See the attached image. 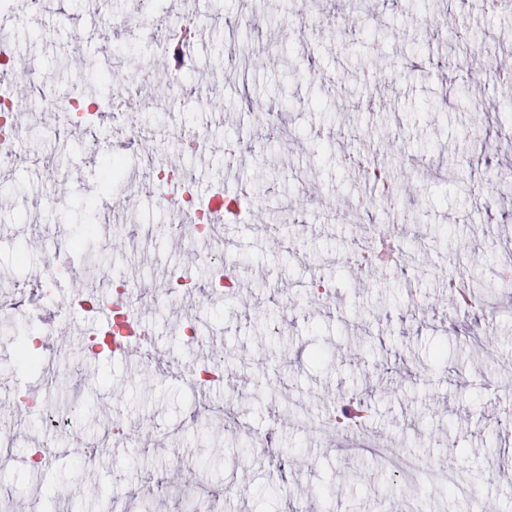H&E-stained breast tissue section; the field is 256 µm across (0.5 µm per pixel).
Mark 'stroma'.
<instances>
[{"instance_id":"1","label":"stroma","mask_w":512,"mask_h":512,"mask_svg":"<svg viewBox=\"0 0 512 512\" xmlns=\"http://www.w3.org/2000/svg\"><path fill=\"white\" fill-rule=\"evenodd\" d=\"M27 3L15 0L14 14L0 15V29L14 33L13 87L36 93L33 61L64 84L83 80L85 57L110 68L116 45L142 60L156 55L157 31L128 36L98 23L104 11L135 15L137 0H54L36 17ZM294 8L295 0H208L192 48L183 120L207 127L209 140L185 165L200 189L241 185L259 206L224 227V248L239 260L233 292L164 299L145 318L174 361L195 364L203 343L222 354L223 386L200 394L72 344L24 378L74 417L56 432L27 421L13 467L0 471L14 512H110L117 495L128 512H141L142 487L162 477L172 486L158 499L162 512H185L174 487L194 474L210 493L249 486L242 512H403L417 499L429 512H456L446 483L398 478L345 436L321 435L324 416L355 398L367 404L364 432L512 512V421L496 397L512 389V288L501 286L498 269L512 245V187L496 181L512 170V84L482 108L470 79L474 65L512 61V13L493 0H362L354 23L333 29L289 27ZM426 21L440 23L437 36L423 33ZM243 42L250 62L231 64ZM259 108L272 125L256 121ZM21 123L24 141L40 142L70 176L55 184L33 160L16 162L13 182L0 185V275L31 284L64 260L78 288L105 275L157 283L172 265L208 280L204 247L166 236L141 237L132 249L142 227L167 221L145 179L102 188L82 155L87 135L51 112ZM314 143L323 152H311ZM231 151L249 163L228 165ZM351 151L388 161L405 188L415 227L404 237L407 272L381 264L360 279L343 262L364 226L387 222L351 207L366 190L340 162ZM90 194L125 199V213L68 250L74 207ZM49 195L63 204L44 207ZM476 224L493 231L474 234ZM448 272L495 286L481 314L449 318ZM320 275L332 285L325 301L308 288ZM184 321L196 324L197 343L180 335ZM110 419L128 438L107 435ZM254 432L268 451L251 449ZM46 445L56 456L32 472L30 449Z\"/></svg>"}]
</instances>
